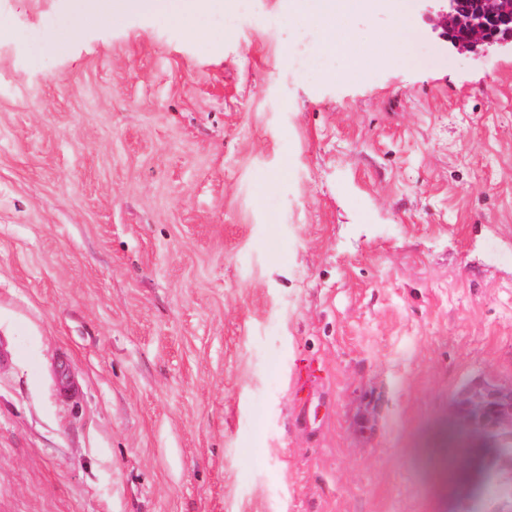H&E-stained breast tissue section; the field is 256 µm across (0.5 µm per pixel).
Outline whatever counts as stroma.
<instances>
[{
	"label": "stroma",
	"instance_id": "stroma-1",
	"mask_svg": "<svg viewBox=\"0 0 512 512\" xmlns=\"http://www.w3.org/2000/svg\"><path fill=\"white\" fill-rule=\"evenodd\" d=\"M74 4L0 0V512H507L441 438L512 386V50Z\"/></svg>",
	"mask_w": 512,
	"mask_h": 512
}]
</instances>
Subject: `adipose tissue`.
Segmentation results:
<instances>
[{
  "mask_svg": "<svg viewBox=\"0 0 512 512\" xmlns=\"http://www.w3.org/2000/svg\"><path fill=\"white\" fill-rule=\"evenodd\" d=\"M226 0H79L81 18L100 15L165 14L176 24L191 28L198 15L223 10ZM370 8V0H293L295 15L318 28L322 34L321 54L329 55L337 48L350 46L342 34L339 21L358 16Z\"/></svg>",
  "mask_w": 512,
  "mask_h": 512,
  "instance_id": "obj_1",
  "label": "adipose tissue"
}]
</instances>
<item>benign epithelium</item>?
I'll list each match as a JSON object with an SVG mask.
<instances>
[{
    "label": "benign epithelium",
    "mask_w": 512,
    "mask_h": 512,
    "mask_svg": "<svg viewBox=\"0 0 512 512\" xmlns=\"http://www.w3.org/2000/svg\"><path fill=\"white\" fill-rule=\"evenodd\" d=\"M424 14L442 29V36L460 52H473L480 45L512 46V0H420ZM454 413L467 435L486 440L501 427L512 426V387L473 388L462 392Z\"/></svg>",
    "instance_id": "7a95c632"
}]
</instances>
